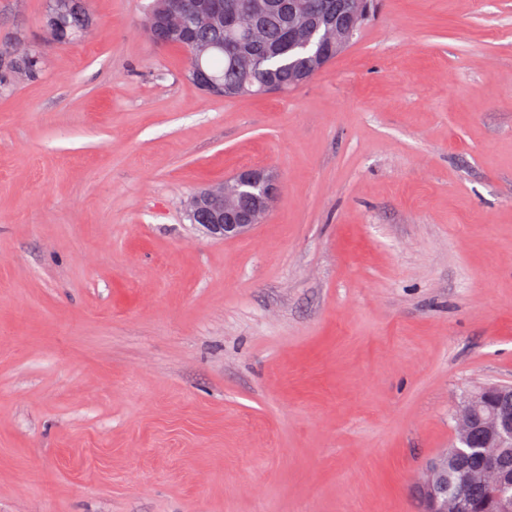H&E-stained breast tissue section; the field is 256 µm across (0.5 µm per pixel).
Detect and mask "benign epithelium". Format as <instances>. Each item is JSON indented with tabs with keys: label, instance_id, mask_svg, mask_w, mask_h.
<instances>
[{
	"label": "benign epithelium",
	"instance_id": "1",
	"mask_svg": "<svg viewBox=\"0 0 512 512\" xmlns=\"http://www.w3.org/2000/svg\"><path fill=\"white\" fill-rule=\"evenodd\" d=\"M182 4L170 16L181 22L204 23L217 21L228 30L229 46L239 48L250 39L251 32L242 31L236 16L224 5L223 0H179ZM272 13H286L296 25L284 32L288 43L301 39L305 29L302 6L295 0H259L255 10V22L261 24ZM281 185L276 175L263 168H248L237 171L219 186L195 196L191 203L194 216L199 218L200 227L210 235L221 238H238L249 234L270 213ZM248 194L254 198V206L247 212L237 207L240 196ZM489 398L488 391L469 395L453 416L455 440L452 448L478 438L482 448L479 456L483 462L481 470L468 465L459 469V486L466 490L480 482L494 497L500 512H512V471L500 463L499 449L512 445V411H495L485 416L480 409ZM448 460V449H440L426 465L416 480V488L426 512H448V495L441 471Z\"/></svg>",
	"mask_w": 512,
	"mask_h": 512
}]
</instances>
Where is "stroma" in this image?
<instances>
[{"instance_id":"stroma-1","label":"stroma","mask_w":512,"mask_h":512,"mask_svg":"<svg viewBox=\"0 0 512 512\" xmlns=\"http://www.w3.org/2000/svg\"><path fill=\"white\" fill-rule=\"evenodd\" d=\"M149 0H0V512H420L512 384V0H380L288 91H202ZM281 183L233 240L198 190ZM83 8L81 14L80 8L82 2L79 0H66V1H60L62 5L65 6V8L68 10L69 13L64 14L61 17V22L64 25V31L62 32L63 36H66L65 38H74L80 36L82 32H78V30L83 27L86 21V4L87 1L83 0ZM72 13V14H70ZM73 14H79V15H73ZM38 66L36 57L26 49H20L12 52L6 62L5 67L14 72L23 73L24 75H32ZM281 185L276 175L263 168H248L237 171L219 186L195 196L191 203L193 214L199 217L194 223L210 235L221 238H238L249 234L270 213ZM251 195L254 206L247 212L237 207L241 195Z\"/></svg>"}]
</instances>
